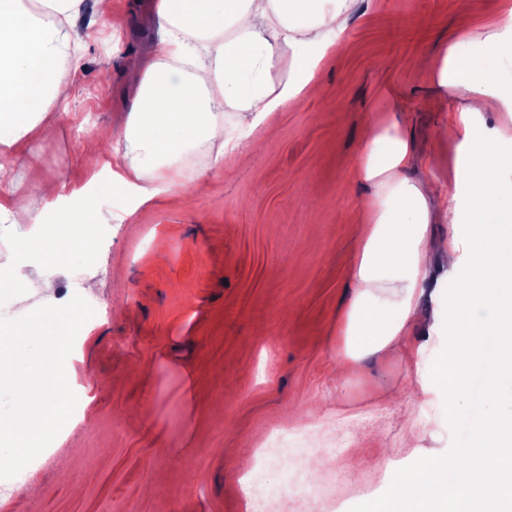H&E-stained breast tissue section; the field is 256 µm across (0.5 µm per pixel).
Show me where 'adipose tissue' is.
Wrapping results in <instances>:
<instances>
[{
  "mask_svg": "<svg viewBox=\"0 0 512 512\" xmlns=\"http://www.w3.org/2000/svg\"><path fill=\"white\" fill-rule=\"evenodd\" d=\"M46 17L23 0H0V173L31 156L51 137L59 116L51 104H64L69 89L64 64L78 65L71 53L72 24L84 0H40ZM358 0H158L163 35L142 70L128 120L120 133L99 127L92 137L108 142L120 156L102 189L124 193L140 207L161 195L172 164L204 145L216 146L215 160L237 149L224 136L225 110L238 115L242 129L272 128L278 112L320 90L315 69L338 45ZM482 54L457 58L445 46L433 67L443 89H465L467 106L448 124L459 137L452 178L453 198L407 175L411 145L395 122L369 125L353 175L373 192L354 227L358 251L351 268L354 288L342 323L347 355L358 358L395 347L406 362L423 353L413 341L417 305L430 282V222L474 229L467 251L457 239L443 246L454 273L452 285L437 290L446 305L453 341L448 361L435 376L448 394L449 408L466 399L462 375L490 360L485 400L493 414L477 424L471 448L420 461L391 480V512H512V82L487 63L488 56H512V26L469 33ZM503 115L499 127L481 126L483 113ZM44 210H34L9 190L0 191V215L19 226L21 249L1 285L44 296L43 306L14 320L0 337V375L8 374L13 406L0 421V438L30 448L60 432L63 385L59 366L66 346L62 330L80 304L79 296L58 297L67 276L51 247L61 238L97 239L98 220L90 203L68 204L60 180L40 186ZM495 337L494 356L486 354ZM18 345L45 349L42 374L16 367Z\"/></svg>",
  "mask_w": 512,
  "mask_h": 512,
  "instance_id": "1",
  "label": "adipose tissue"
}]
</instances>
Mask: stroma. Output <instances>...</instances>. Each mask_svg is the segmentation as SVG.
<instances>
[{"mask_svg": "<svg viewBox=\"0 0 512 512\" xmlns=\"http://www.w3.org/2000/svg\"><path fill=\"white\" fill-rule=\"evenodd\" d=\"M507 0H362L343 41L321 63L320 96L284 107L273 134L241 135L214 164L207 147L182 156L180 178L129 209L95 197L104 225L84 250L62 253L69 289L96 284L81 307L91 332L68 339L75 426L61 441L0 466V512H251L255 469L264 484L307 479L310 499L281 512H367L394 471L470 447L489 412L481 387L456 411L432 378L452 345L422 336L420 369L386 349L351 361L339 326L353 283L351 224L370 194L352 178L362 131L395 119L412 141L411 179L454 192L457 143L440 131L466 103L430 71L441 49L479 53L473 30L504 28ZM155 0H112L113 19L81 15L79 67L56 135L4 180L35 210L40 184L84 188L112 163L91 131L125 125L137 65L161 36ZM349 447L325 455L334 438ZM31 472L40 490L23 495Z\"/></svg>", "mask_w": 512, "mask_h": 512, "instance_id": "obj_1", "label": "stroma"}]
</instances>
